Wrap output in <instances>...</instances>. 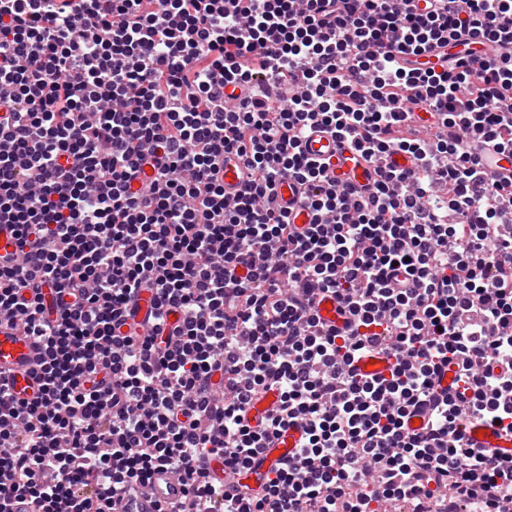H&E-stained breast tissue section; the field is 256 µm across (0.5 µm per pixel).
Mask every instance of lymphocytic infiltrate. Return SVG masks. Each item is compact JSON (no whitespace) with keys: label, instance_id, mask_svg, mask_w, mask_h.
Masks as SVG:
<instances>
[{"label":"lymphocytic infiltrate","instance_id":"lymphocytic-infiltrate-1","mask_svg":"<svg viewBox=\"0 0 512 512\" xmlns=\"http://www.w3.org/2000/svg\"><path fill=\"white\" fill-rule=\"evenodd\" d=\"M470 39L496 54L400 65ZM314 125L374 180H327ZM478 145L512 158V0H0V316L42 345L39 396L0 388V512H132L160 467L187 492L154 512H502L512 454L465 437L512 431V177ZM382 339L389 375L356 374ZM297 424L288 463L225 491L212 462ZM246 177L243 163L233 155L224 157V196L228 200L237 197ZM303 189L292 179H284L278 188V202L288 212L291 224L302 230L311 224L313 216L302 204Z\"/></svg>","mask_w":512,"mask_h":512}]
</instances>
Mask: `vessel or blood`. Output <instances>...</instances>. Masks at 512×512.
<instances>
[{"label":"vessel or blood","mask_w":512,"mask_h":512,"mask_svg":"<svg viewBox=\"0 0 512 512\" xmlns=\"http://www.w3.org/2000/svg\"><path fill=\"white\" fill-rule=\"evenodd\" d=\"M302 148L308 157L316 160L329 161L327 170L329 180L345 179L363 184L367 181V166L359 160L356 153L347 144L341 143L336 136L324 129L314 127L308 129L302 141ZM246 173L242 162L233 155L224 158V196L234 199L239 194ZM302 189L291 179L283 180L278 188V202L285 208L292 224L297 228H305L313 220V216L301 202ZM42 347L36 340L23 336L9 323L0 319V384H8L11 392L22 399H30L39 391V379L34 368L41 355ZM395 359L388 354H375L374 357H362L356 367L359 372H372L375 375H388ZM302 431L300 428H289L273 445L263 449L256 462L249 470L242 473L226 472L221 463H213V471L227 488L234 489L245 485L250 488L261 486L266 476L283 462L292 457L299 444ZM466 435L477 447L490 448L496 453H512V435L498 432L490 426L468 427ZM185 487L177 478L166 470H156L150 483L142 494L143 501L178 500Z\"/></svg>","instance_id":"vessel-or-blood-1"}]
</instances>
